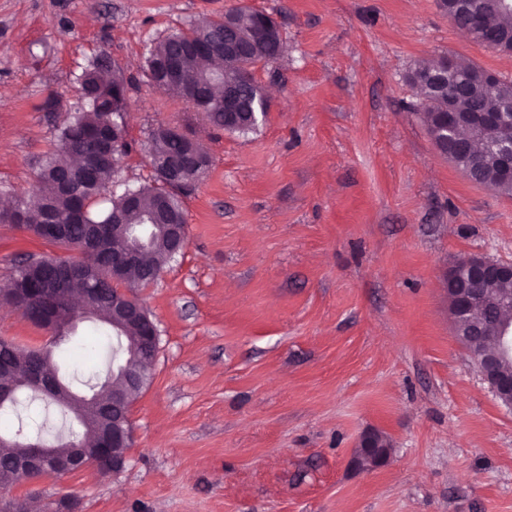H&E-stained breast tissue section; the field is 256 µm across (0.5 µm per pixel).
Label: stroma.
<instances>
[{
	"label": "stroma",
	"mask_w": 512,
	"mask_h": 512,
	"mask_svg": "<svg viewBox=\"0 0 512 512\" xmlns=\"http://www.w3.org/2000/svg\"><path fill=\"white\" fill-rule=\"evenodd\" d=\"M236 3L284 42L253 70L270 105L246 136L146 68L153 42ZM449 57L512 79V53L458 30L439 0H0V200L26 194L100 58L131 81L122 181H152L160 124L210 157L179 193L187 247L136 291L160 348L128 465L12 495L39 512H512V409L456 340L443 281L462 257L512 262V195L435 151L407 80ZM62 252L0 224V285L26 255ZM0 338L52 345L77 391L116 343L89 321L54 343L7 307ZM61 416L37 400L5 429L52 437ZM368 429L391 443L369 471L356 461Z\"/></svg>",
	"instance_id": "obj_1"
}]
</instances>
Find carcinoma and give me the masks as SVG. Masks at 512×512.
<instances>
[{
  "label": "carcinoma",
  "instance_id": "obj_1",
  "mask_svg": "<svg viewBox=\"0 0 512 512\" xmlns=\"http://www.w3.org/2000/svg\"><path fill=\"white\" fill-rule=\"evenodd\" d=\"M479 2L481 0H472L470 5L456 7L445 3L443 9L452 16V23L456 26L469 27L475 19H481L482 44L491 49L511 52L512 14L491 10L481 12ZM264 16L266 13L241 4L225 16L193 23L189 28L155 42L146 58L152 82L157 84L163 80V63L179 46L189 42L222 45L226 40H234L248 45V55L244 60H228L220 68L208 64L211 60L208 55L190 54L183 58V70L192 82L202 77L212 78L207 90L213 97L219 96L223 83H237L242 73L246 72L249 79L240 87L243 104L259 103L264 98V92L254 79L253 69L260 63L268 62L270 45L253 40V29ZM430 69L431 65L418 63L411 72L420 74V80L413 87L420 97L419 106L423 107L425 115L431 120L435 119L434 113L448 111V101L456 97L458 87L463 82L467 84L468 94L461 105L473 112L491 109L499 101L512 98V81L500 80L489 87L479 77L481 68L471 62L459 58L448 60V81L441 86L429 79ZM103 70V62L96 61L79 76L81 97L74 115L57 128L59 154L78 155L77 149L85 136L94 135L107 145L116 137L113 122L118 120V116L113 110V101L127 95L130 81L118 68L112 69V79L105 80L102 78ZM188 146H195V142L185 134L173 139L158 128L152 131L148 156L154 180L151 184L133 188L138 194L137 210L126 208L125 193L114 191L115 176L127 152L124 137H119L109 160L92 173L85 172L78 165L63 166L54 158L46 160L29 197H20L15 202L10 223L41 239L66 247L70 255L66 258L41 255L35 263H20L7 287H13L21 279L41 280L59 265L75 266L85 271L86 277L75 281L73 289L85 294L87 307L91 308L95 321L112 327L113 294L123 285L131 288L154 282L170 261L167 240L155 232L150 244L142 251L139 262L124 271L121 281L113 282L102 277L104 265L112 263V243L121 241L123 237L121 229L113 228L112 217L119 214L126 224H144L147 222L146 216L153 213L160 224L184 223L182 203L174 189L163 180L161 165ZM461 159L463 164L472 167L482 177L484 184L506 195L512 194V183L501 180L498 175L499 162L494 154L476 147L469 153H461ZM142 332L139 324L127 325L120 336L119 349L112 355L117 364L136 373L150 370L155 363L154 353L141 345ZM14 354L33 363L47 376L57 372L53 352L44 346L17 345ZM14 385L15 396L0 406V411L15 412L32 401V391L23 379H15ZM94 433L95 423L82 422L70 432L68 441L59 444L56 450L67 452L70 445L84 442L92 438ZM27 451L29 448L23 443L0 446V477L6 474L15 457Z\"/></svg>",
  "mask_w": 512,
  "mask_h": 512
}]
</instances>
